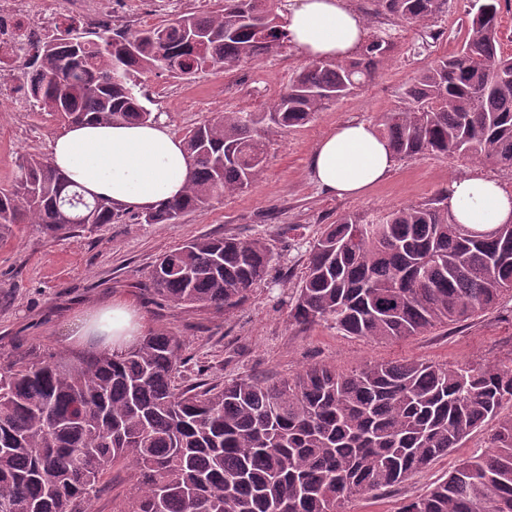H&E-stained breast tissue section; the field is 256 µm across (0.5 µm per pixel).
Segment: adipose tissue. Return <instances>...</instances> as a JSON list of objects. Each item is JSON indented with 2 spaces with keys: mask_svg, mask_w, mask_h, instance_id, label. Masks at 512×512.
Masks as SVG:
<instances>
[{
  "mask_svg": "<svg viewBox=\"0 0 512 512\" xmlns=\"http://www.w3.org/2000/svg\"><path fill=\"white\" fill-rule=\"evenodd\" d=\"M288 32L302 58L343 59L363 44L367 27L349 0H289ZM49 159L84 190L118 207L142 209L181 195L191 170L182 140L160 122L75 125L54 138ZM394 164L389 142L377 128L352 121L320 139L311 170L326 192L357 197L385 180ZM447 203L459 223L478 230L512 223V192L479 170L449 183ZM144 330V319L133 306L115 302L76 319L72 337H97L117 353Z\"/></svg>",
  "mask_w": 512,
  "mask_h": 512,
  "instance_id": "obj_1",
  "label": "adipose tissue"
}]
</instances>
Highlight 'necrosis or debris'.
Returning <instances> with one entry per match:
<instances>
[{
  "mask_svg": "<svg viewBox=\"0 0 512 512\" xmlns=\"http://www.w3.org/2000/svg\"><path fill=\"white\" fill-rule=\"evenodd\" d=\"M170 0H0V71L30 74L62 28L90 33L128 30L141 24L139 7L164 8Z\"/></svg>",
  "mask_w": 512,
  "mask_h": 512,
  "instance_id": "1",
  "label": "necrosis or debris"
}]
</instances>
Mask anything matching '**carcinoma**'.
<instances>
[{
  "instance_id": "cac0c4a2",
  "label": "carcinoma",
  "mask_w": 512,
  "mask_h": 512,
  "mask_svg": "<svg viewBox=\"0 0 512 512\" xmlns=\"http://www.w3.org/2000/svg\"><path fill=\"white\" fill-rule=\"evenodd\" d=\"M368 34L342 61L299 67L268 111H226L183 136L191 175L182 194L149 211L86 196L41 154L21 157L0 188V239L22 224L44 236L126 219L172 224L265 173L271 136L371 80L402 23L432 30L448 0H367ZM461 46L418 68L401 105L378 119L397 159L453 156L512 173V53L500 0L467 11ZM383 17L388 27L372 24ZM290 46L273 0H213L135 30L90 38L64 28L23 83L35 114L64 126L157 121L141 76L233 73ZM446 189L385 215H345L310 248L289 317L346 336L390 342L464 322L512 292V223L459 224ZM261 237L200 236L164 253L147 277L158 300L187 311H230L266 278ZM181 338L149 331L120 355L21 353L0 363V512H90L104 477L128 469L113 512H344L485 429L482 451L399 512H512L511 364L422 360L338 371L315 365L266 384L250 377L175 385Z\"/></svg>"
}]
</instances>
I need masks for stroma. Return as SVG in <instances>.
<instances>
[{"label": "stroma", "mask_w": 512, "mask_h": 512, "mask_svg": "<svg viewBox=\"0 0 512 512\" xmlns=\"http://www.w3.org/2000/svg\"><path fill=\"white\" fill-rule=\"evenodd\" d=\"M468 0H451L437 22L442 36L430 54H416L419 30L403 26L390 62L356 93L319 112L304 127L276 136L267 169L254 187L212 202L175 224H109L51 240L34 227L15 232L0 245V360L21 352L71 354L81 344L69 339L74 320L111 301L129 303L147 329H164L184 342L181 380L221 382L242 376L288 379L313 365L350 370L364 364L408 359L451 365L512 362V298L460 325L439 326L395 343L343 336L329 324L299 326L289 318L294 291L304 275L309 245L344 213H386L430 199L473 163L434 155L396 161L389 178L356 198L321 190L310 173L319 139L339 124L375 122L401 101L403 84L429 56L459 48L465 35ZM302 59L285 49L259 57L231 74L203 72L177 80L157 70L144 78L151 109L175 136L224 111L259 112L284 89ZM60 126L29 117L18 126L0 111V187L9 186L21 155L48 154ZM202 235L261 237L274 262L249 300L229 312L186 311L149 295L143 283L163 253ZM477 431L460 448L402 484L356 498L347 512H397L405 499L443 480L450 468L484 447Z\"/></svg>", "instance_id": "obj_1"}]
</instances>
